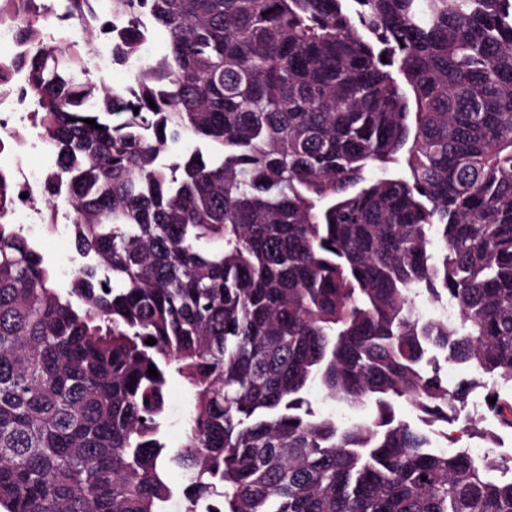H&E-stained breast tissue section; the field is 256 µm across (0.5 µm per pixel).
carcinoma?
<instances>
[{
  "label": "carcinoma",
  "mask_w": 512,
  "mask_h": 512,
  "mask_svg": "<svg viewBox=\"0 0 512 512\" xmlns=\"http://www.w3.org/2000/svg\"><path fill=\"white\" fill-rule=\"evenodd\" d=\"M100 2L61 3L80 37L19 19L83 262L54 286L0 172L3 512H512L511 461L428 430L450 364L512 427V0H107L165 35L120 42L122 88ZM104 21V31L96 39V48L94 50L91 65L97 71H103L114 65H122L132 68L135 63L131 60L126 64L117 61L116 44L114 36H120L129 29L128 21L123 17L112 16L105 12L102 15ZM168 426L167 438L172 444L181 437V421L188 413L191 396L179 379H172L168 384Z\"/></svg>",
  "instance_id": "1"
}]
</instances>
